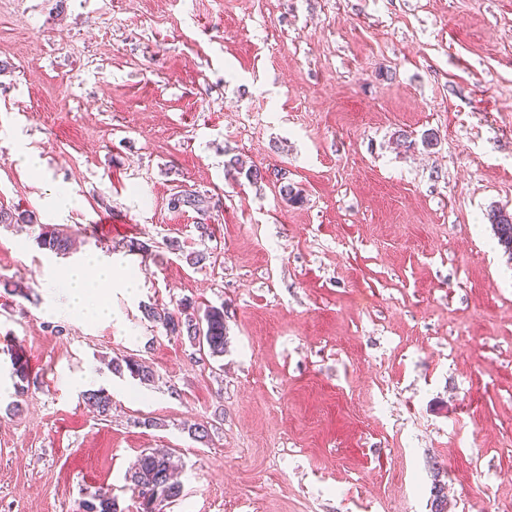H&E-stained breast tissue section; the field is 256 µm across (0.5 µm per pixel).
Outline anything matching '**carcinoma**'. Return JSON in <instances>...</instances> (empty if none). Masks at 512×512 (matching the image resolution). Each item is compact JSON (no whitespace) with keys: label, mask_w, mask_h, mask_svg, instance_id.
Masks as SVG:
<instances>
[{"label":"carcinoma","mask_w":512,"mask_h":512,"mask_svg":"<svg viewBox=\"0 0 512 512\" xmlns=\"http://www.w3.org/2000/svg\"><path fill=\"white\" fill-rule=\"evenodd\" d=\"M35 215L30 211L16 213L9 208L0 207V224H31ZM489 220L498 244L512 254V213L500 208L490 211ZM37 245L56 254H65L71 245L70 236L57 227L45 225L36 239ZM190 304L182 303L176 312L154 307L144 308V316L161 324L166 333L173 336H187L188 340L199 349H208L212 357L224 355L227 336L224 323V307L209 306L203 315L195 316L189 312ZM13 376L19 379L17 392L24 393V382L28 381V364L17 356L12 362ZM115 373H124L143 384L154 380V371L146 364L132 358L123 357L112 360ZM82 399L99 414L106 415L112 409V398L104 388L87 390ZM174 465L167 453L150 451L142 453L132 470L129 479L134 489L138 490L140 512H162L161 504L172 502L182 493L181 484L173 479ZM157 490V496L146 502L147 490ZM432 512H447L448 497L445 484L437 480L431 489ZM84 512H120L115 498L107 492H98L92 499L84 502Z\"/></svg>","instance_id":"1"}]
</instances>
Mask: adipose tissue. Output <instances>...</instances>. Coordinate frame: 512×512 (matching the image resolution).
Returning a JSON list of instances; mask_svg holds the SVG:
<instances>
[{
	"label": "adipose tissue",
	"mask_w": 512,
	"mask_h": 512,
	"mask_svg": "<svg viewBox=\"0 0 512 512\" xmlns=\"http://www.w3.org/2000/svg\"><path fill=\"white\" fill-rule=\"evenodd\" d=\"M95 264L98 268L95 279L85 278L84 264L78 261L55 270L53 282L62 289V311L96 320H108L112 317V310L106 303L107 296L116 288L134 292L138 282L127 274H115L110 260L99 257Z\"/></svg>",
	"instance_id": "obj_1"
}]
</instances>
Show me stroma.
I'll return each mask as SVG.
<instances>
[{
  "label": "stroma",
  "instance_id": "1",
  "mask_svg": "<svg viewBox=\"0 0 512 512\" xmlns=\"http://www.w3.org/2000/svg\"><path fill=\"white\" fill-rule=\"evenodd\" d=\"M0 206L37 218L0 224V512L100 488L138 512L153 449L183 486L163 512H431L437 478L449 512H512V255L487 219L512 211V0H0ZM45 224L76 250L39 248ZM87 254L138 280L114 320L52 308L49 269ZM184 301L223 307V356L143 314ZM112 369L114 373L123 375L125 372L135 380L143 384L152 382L155 377L154 371L146 364L134 359L133 357H123L112 360Z\"/></svg>",
  "mask_w": 512,
  "mask_h": 512
}]
</instances>
